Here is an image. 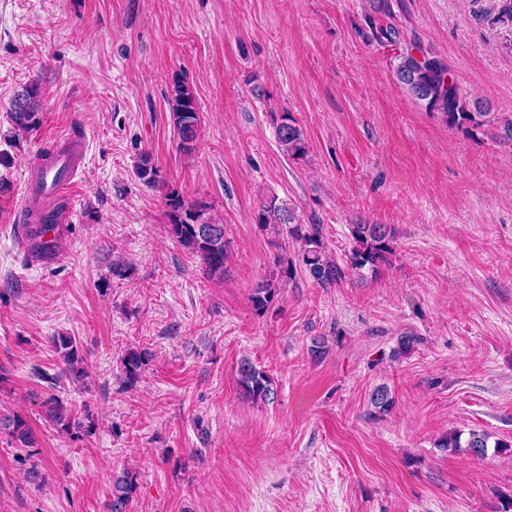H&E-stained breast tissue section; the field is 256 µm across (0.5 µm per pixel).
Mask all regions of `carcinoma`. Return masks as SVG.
<instances>
[{"instance_id": "obj_1", "label": "carcinoma", "mask_w": 512, "mask_h": 512, "mask_svg": "<svg viewBox=\"0 0 512 512\" xmlns=\"http://www.w3.org/2000/svg\"><path fill=\"white\" fill-rule=\"evenodd\" d=\"M393 17L390 0H368L366 22L370 30L369 39L381 45H394L399 39V32L390 22ZM395 67L398 84L412 98L425 103L429 112L435 113L445 124L457 132L471 137L477 132L496 130L505 138L512 139V118L500 116L488 109L477 99H471L460 92L457 84L450 77L448 66L436 56L416 55L406 49L398 55ZM173 125L179 137V145L186 151L194 149L199 137L200 116L195 96L187 83L175 78L172 81L168 100ZM40 101L37 89L29 87L18 93L11 103V119L14 125L23 131H30L39 124ZM277 140L283 152L292 159H298L307 152V143L301 127L296 121L284 115L276 130ZM172 209L170 230L173 236L198 257L205 274L211 277H223L228 259L227 242L224 239V224L204 217L199 211L184 206L180 199H169ZM255 223L265 227L269 224H290L291 233L302 242L301 260L310 278L323 288L332 287L346 278L349 273L359 274L364 270L373 273L388 261L391 254L390 242L392 231L384 224H354L351 226L353 245L346 254L345 264H340L326 254L319 226H305L296 223L294 209L276 200L263 202L255 213ZM294 278V270H273L269 276L253 288L251 301L259 312L267 311L276 297V285L281 279ZM53 346L66 364L62 374L72 382H80L83 359L78 355L74 340L67 336L52 338ZM147 352L137 349L129 350L123 367L127 379H137L145 365ZM238 382L242 393L253 401L271 400L274 390L269 376L244 360L238 368ZM371 405L380 413L391 410L394 401L389 396L387 387L376 388L370 399ZM48 416L56 424L66 429H79L81 423L73 416L71 410L56 399L47 402ZM9 435L16 445L29 448L33 443V434L26 423L15 419L8 424ZM441 448H466L474 457L485 456L488 448V436L472 431L466 441H461V433L454 431L446 435ZM136 488L134 476L129 473L113 481L112 500L109 512H126L129 501Z\"/></svg>"}]
</instances>
